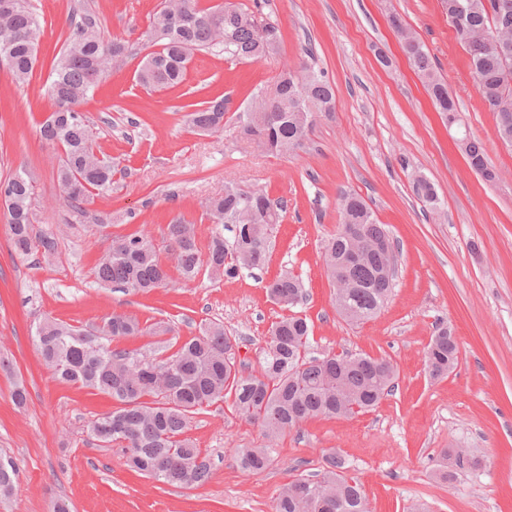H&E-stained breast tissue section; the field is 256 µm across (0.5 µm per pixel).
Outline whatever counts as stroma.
<instances>
[{"mask_svg": "<svg viewBox=\"0 0 512 512\" xmlns=\"http://www.w3.org/2000/svg\"><path fill=\"white\" fill-rule=\"evenodd\" d=\"M242 2L259 3L278 25L277 55L229 63L199 52L180 87L151 91L136 83L135 70L159 0H89L104 40L123 37L133 55L80 106L100 149L122 168L111 193L82 214L64 205L56 181L61 150L40 135L55 109L49 61L63 45L73 0H33L43 36L28 84L15 85L0 69V178L29 172L34 229L54 231L58 240L52 261L36 253L19 258L0 207V357L12 363L11 372L0 370V456L19 470L0 512H52L61 498L73 512H274L282 485L321 470L332 451L361 483L369 512H403L416 501L429 512H512V147L495 134V116L474 87L440 0ZM392 12L426 45L457 104L458 124L433 107L389 25ZM307 50L335 89V109L315 116L302 150L261 152L241 134L249 92L272 86ZM215 90L232 100L224 128L196 133L179 108ZM465 132L483 143L500 172L496 182L470 168L456 144ZM420 176L433 183L437 206L416 196ZM228 181L284 201L269 260L232 279L202 273L183 281L161 231L182 216L207 245L218 226L205 203ZM343 192L366 201L397 255L387 304L359 325L337 314L321 261ZM141 230L169 265V285L136 294L98 284L93 269L113 238ZM285 269L303 283L296 310L312 325L311 354L390 359L399 371L395 389L368 413L308 420L276 441V465L256 472L242 471L236 456L266 447L260 425L226 404L211 406L188 424L212 463L208 483L191 491L130 471L118 447L96 441L88 426L114 409L111 397L55 380L32 338L45 319L89 328L133 313L166 322L169 333L116 340L113 348L158 357L198 335L201 323L217 321L238 338V362L255 370L283 314L264 286ZM441 324L453 331L460 362L434 381L425 351ZM18 383L28 392L21 408L11 399ZM444 468L449 478H440Z\"/></svg>", "mask_w": 512, "mask_h": 512, "instance_id": "obj_1", "label": "stroma"}]
</instances>
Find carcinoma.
<instances>
[{
	"instance_id": "cac0c4a2",
	"label": "carcinoma",
	"mask_w": 512,
	"mask_h": 512,
	"mask_svg": "<svg viewBox=\"0 0 512 512\" xmlns=\"http://www.w3.org/2000/svg\"><path fill=\"white\" fill-rule=\"evenodd\" d=\"M464 6V28L458 39L476 31H491L504 14L512 16V0H442L448 17L456 16L452 3ZM403 49L427 84L436 109L448 123L455 122L457 107L448 85L434 69L420 39L389 14ZM68 34L50 68V95L56 110L41 126L43 139L57 144L61 159L56 179L63 201L74 212L112 190V162L97 148L95 133L79 106L101 82L112 60L128 58L125 42L114 37L107 43L100 24L82 0H74L68 17ZM42 34L32 0H0V67L20 86L29 82ZM146 47H159L145 55L137 72L138 83L153 90L173 89L184 81L194 53L202 50L224 55L227 62L256 59L278 53L282 35L265 18L259 5L245 7L230 2L203 6L200 0H161L150 18ZM475 88L496 117L498 139L512 142V110L499 108L512 99V68L506 69L490 48L468 50ZM335 92L321 70L306 61L288 69L278 80L269 103L272 119L266 124H242L246 138L256 137L269 151L287 154L301 149L316 112L334 111ZM189 125L197 132L224 127L229 99L217 95L185 105ZM464 154L469 166L486 181L496 179L483 144L471 139ZM9 195L7 223L11 246L21 258L32 253L55 256L57 241L50 231L33 233L34 180L23 168L0 180ZM415 193L429 205L438 196L432 183L420 177ZM207 208L230 238L216 233L199 247L195 224L179 217L165 225L176 269L185 281L201 271L234 278L245 270L262 268L268 261L273 237L282 221L284 205L258 190L235 183L211 198ZM341 224L322 253L328 279L340 277L349 287L336 288V313L352 324L375 316L391 294L395 254L385 225L376 221L365 201L343 193L339 199ZM96 278L107 286L148 293L169 279L153 238L143 231L112 239L111 254L95 268ZM269 297L282 307L297 306L302 295L299 279L286 271L265 285ZM171 328L147 324L136 316L114 314L99 327L86 329L64 321L45 320L35 329V341L44 365L59 381L88 388L112 398L116 408L95 419L90 433L101 443L119 446L127 466L135 473L167 486L187 480L195 487L208 483L212 465L208 455L187 437L193 414L226 403L242 419L261 426L265 437L276 441L314 417H353L373 410L394 387L397 368L389 360L369 355L309 357L310 326L305 317L291 314L275 322L261 352L260 369L244 372L237 365L230 342L236 340L224 325L210 322L199 335L179 344L165 357L147 358L112 348V340L160 335ZM429 375L442 378L458 363L459 348L452 331L437 329L425 354ZM273 448H243L238 467L261 471L276 463ZM345 459L336 453L314 478L297 477L285 484L275 500V512H368L365 493L345 474ZM18 470L0 458V500L16 487Z\"/></svg>"
}]
</instances>
